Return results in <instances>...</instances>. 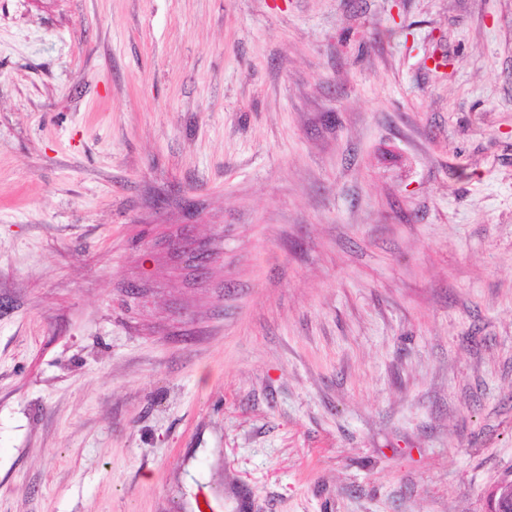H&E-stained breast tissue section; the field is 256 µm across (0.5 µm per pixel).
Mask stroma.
<instances>
[{
	"mask_svg": "<svg viewBox=\"0 0 512 512\" xmlns=\"http://www.w3.org/2000/svg\"><path fill=\"white\" fill-rule=\"evenodd\" d=\"M509 476L512 0H0V512Z\"/></svg>",
	"mask_w": 512,
	"mask_h": 512,
	"instance_id": "1",
	"label": "stroma"
}]
</instances>
